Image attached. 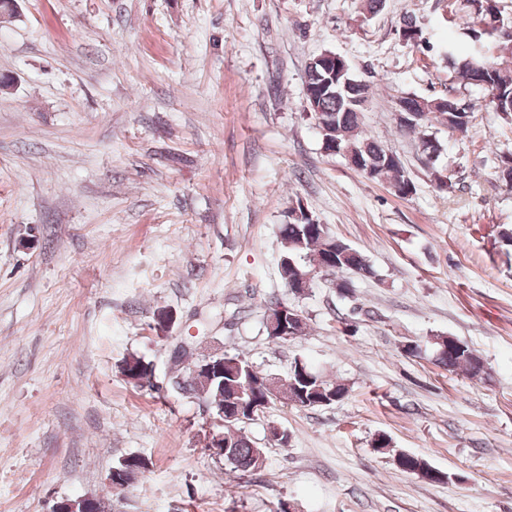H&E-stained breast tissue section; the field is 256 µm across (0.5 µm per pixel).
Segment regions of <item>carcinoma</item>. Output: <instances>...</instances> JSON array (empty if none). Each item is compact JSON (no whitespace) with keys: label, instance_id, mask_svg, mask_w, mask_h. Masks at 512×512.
Listing matches in <instances>:
<instances>
[{"label":"carcinoma","instance_id":"1","mask_svg":"<svg viewBox=\"0 0 512 512\" xmlns=\"http://www.w3.org/2000/svg\"><path fill=\"white\" fill-rule=\"evenodd\" d=\"M480 4L477 15L481 20L488 18L499 23V26H488L485 30L500 56H512V37L504 39L497 33L498 27L512 29V17L506 18L498 8L497 0H473ZM459 29L465 31L470 48L461 51L455 43L450 41L445 45L448 63L457 74V77L467 86L487 90L491 87L498 91L501 108L500 111L508 114L512 112V67L504 64H494L485 58L486 50L482 41V34L473 27L467 18H460ZM346 78L356 82L348 90L336 93L326 91L319 100L321 113L336 125V140L338 154L359 155L372 163L376 175L373 179L383 181L397 190V194L409 196L415 192V184L407 175L402 162L388 160V149L378 141L366 136L361 128V113L356 111L352 99L369 94L370 85L357 84L359 78L347 72ZM463 104L461 112L442 111L435 115H428L414 125H407L405 129L418 135L419 145L430 140L442 146L436 134L430 131L433 123H438L454 132L465 133L474 118L472 103L455 96L448 97V104ZM284 251L279 262V276L283 283H292L301 276L308 275L319 269L325 273H349L360 277H371L374 269L369 257L352 248L343 240L331 235L327 227L313 221V216L302 213V217L293 218L280 229ZM437 347V361L449 371L462 370L472 377L479 375V368L473 363L469 352L470 347L453 352L448 350V337L438 335L435 337ZM122 365L137 381L133 385L143 386L155 377L154 364L142 356L131 354L124 358ZM252 376L260 380L258 372L242 357L235 354H224V380H208L194 376L191 372L182 370L165 377V384L169 392L182 397H196L205 399L210 403L224 402V393L236 384L245 382L246 377ZM295 376H287V381L277 382L272 390L260 391L255 397L262 403L270 404L275 400L288 406L290 402L284 399L288 394L297 397L303 408H319L324 399L331 395L342 399L348 394L346 385L331 381L313 370H308V379L305 383L294 386L291 380ZM215 430L224 431V442L227 443L228 455L224 459L230 460L235 469L257 473L266 465V455L263 448L255 445L241 430L233 431L227 427L215 426Z\"/></svg>","mask_w":512,"mask_h":512}]
</instances>
